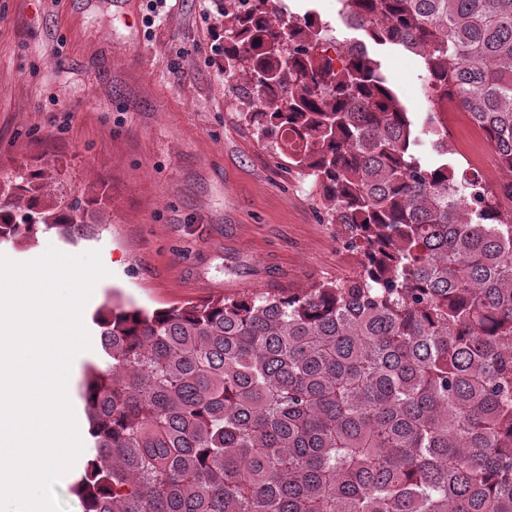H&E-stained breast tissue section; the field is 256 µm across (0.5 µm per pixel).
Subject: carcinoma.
<instances>
[{"mask_svg": "<svg viewBox=\"0 0 512 512\" xmlns=\"http://www.w3.org/2000/svg\"><path fill=\"white\" fill-rule=\"evenodd\" d=\"M243 119L319 190L361 271L299 293L99 313L83 512H512V0H340L358 50L274 0H216ZM422 59L410 116L367 44ZM506 177L446 160L435 102ZM429 143L445 161L423 162ZM9 180L0 242L56 220Z\"/></svg>", "mask_w": 512, "mask_h": 512, "instance_id": "1", "label": "carcinoma"}]
</instances>
